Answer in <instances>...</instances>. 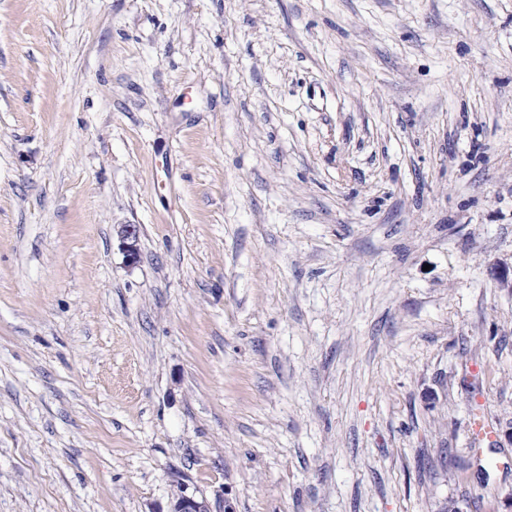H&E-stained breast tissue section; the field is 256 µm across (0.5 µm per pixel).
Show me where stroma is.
I'll return each instance as SVG.
<instances>
[{
    "label": "stroma",
    "mask_w": 512,
    "mask_h": 512,
    "mask_svg": "<svg viewBox=\"0 0 512 512\" xmlns=\"http://www.w3.org/2000/svg\"><path fill=\"white\" fill-rule=\"evenodd\" d=\"M511 265L512 0H0V512H512ZM118 233L127 262L131 265L136 264L140 259L138 248L139 230L137 226L134 224H123ZM169 512H233L232 507L224 499L223 492L215 494L213 500L205 496L188 494L185 488L179 487L173 508Z\"/></svg>",
    "instance_id": "stroma-1"
}]
</instances>
